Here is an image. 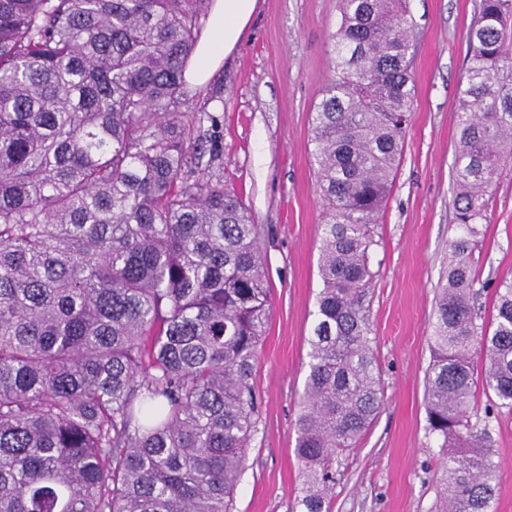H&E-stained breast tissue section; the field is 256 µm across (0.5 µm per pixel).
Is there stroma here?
Segmentation results:
<instances>
[{"label":"stroma","instance_id":"stroma-1","mask_svg":"<svg viewBox=\"0 0 512 512\" xmlns=\"http://www.w3.org/2000/svg\"><path fill=\"white\" fill-rule=\"evenodd\" d=\"M479 0H409L420 36L415 97L404 152L370 256L364 297L381 402L358 447L335 465L333 512H437L442 455L427 430L425 380L439 282L454 226L457 101L468 64L467 30ZM338 0H257L236 51L214 74L224 182L261 229L271 312L251 385L254 436L235 512H298V399L321 289L322 208L310 163V117L333 76L331 34ZM475 252L480 281L512 277V164L493 191ZM472 423L487 425L500 464L494 512H512V411L478 400Z\"/></svg>","mask_w":512,"mask_h":512}]
</instances>
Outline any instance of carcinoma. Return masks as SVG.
I'll return each instance as SVG.
<instances>
[{
    "mask_svg": "<svg viewBox=\"0 0 512 512\" xmlns=\"http://www.w3.org/2000/svg\"><path fill=\"white\" fill-rule=\"evenodd\" d=\"M210 10L0 0V512H234L270 288L258 225L224 185L220 119L189 106ZM339 11L311 112L325 219L299 512H332V465L381 401L362 297L414 96L408 0ZM467 42L425 399L442 512H493L496 451L471 412L480 394L512 409V280L481 321L473 251L512 161V0H480Z\"/></svg>",
    "mask_w": 512,
    "mask_h": 512,
    "instance_id": "obj_1",
    "label": "carcinoma"
}]
</instances>
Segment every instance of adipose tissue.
<instances>
[{"instance_id":"1","label":"adipose tissue","mask_w":512,"mask_h":512,"mask_svg":"<svg viewBox=\"0 0 512 512\" xmlns=\"http://www.w3.org/2000/svg\"><path fill=\"white\" fill-rule=\"evenodd\" d=\"M257 0H214L202 33L184 72L190 87L205 86L236 48L255 13Z\"/></svg>"}]
</instances>
